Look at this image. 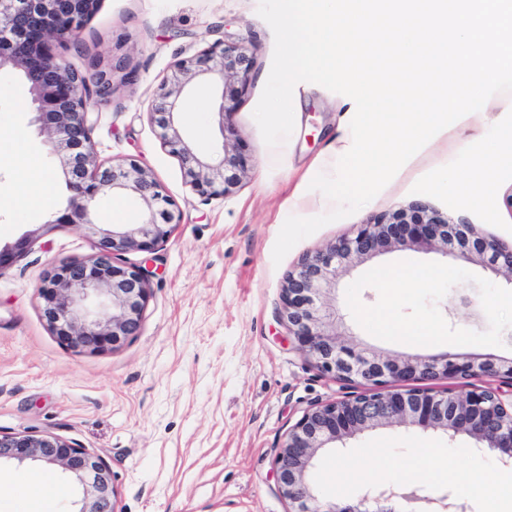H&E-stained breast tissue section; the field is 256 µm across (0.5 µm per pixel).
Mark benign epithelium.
Wrapping results in <instances>:
<instances>
[{"label":"benign epithelium","mask_w":512,"mask_h":512,"mask_svg":"<svg viewBox=\"0 0 512 512\" xmlns=\"http://www.w3.org/2000/svg\"><path fill=\"white\" fill-rule=\"evenodd\" d=\"M99 0H0V71L25 79L34 107L33 123L47 135L60 158L71 192L54 224L95 228L90 203L107 188L131 195L143 206L139 224L98 229L97 253L74 258L42 280L43 317L75 347L98 348L102 343L138 335L149 295L147 274L116 263L126 251H151L166 241L179 224L172 202L150 172L131 162L105 167L97 161L89 113L94 100L112 93V71L89 77L58 56L53 43L78 40ZM251 64L244 44H213L174 64L169 80L158 88L151 117L169 152L178 157L187 183L204 198L223 197L239 181L247 160L235 149L238 131L231 107H219L221 150L200 157L175 126L181 94L197 77L212 76L222 84L233 81L245 89ZM33 243L32 234L0 247V271L21 257ZM463 263L477 261L512 282V246L493 236H479L474 225L457 222L420 203L382 214L360 225L356 234L307 256L288 274L283 287L288 331L296 337L305 358L336 379L385 391L345 395L316 403L292 428L274 460L279 491L295 512H402L398 502L415 497L391 487L367 485L354 505L326 504L312 480L318 451L336 441L379 425H404L423 431H442L449 438L462 433L478 451L498 454L512 466V392L483 385L500 377L512 389V360L503 366L489 356L482 360L446 354L441 358L383 360L336 341L342 318L323 292L336 289L338 268L391 248L435 249ZM104 298L96 312L86 306L88 295ZM460 378L471 390L460 395L452 388L406 387L414 381ZM58 464L83 485L77 512H115L113 487L103 461L50 434L0 432V460ZM432 512H473L470 504L441 491L427 499Z\"/></svg>","instance_id":"benign-epithelium-1"}]
</instances>
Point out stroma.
Instances as JSON below:
<instances>
[{"instance_id":"stroma-1","label":"stroma","mask_w":512,"mask_h":512,"mask_svg":"<svg viewBox=\"0 0 512 512\" xmlns=\"http://www.w3.org/2000/svg\"><path fill=\"white\" fill-rule=\"evenodd\" d=\"M259 0H99L78 41L57 52L82 73L93 61L124 65L134 81L114 78L113 92L91 115L92 138L105 164L136 162L148 169L174 203L179 223L149 252L120 255L125 266L149 273L150 295L138 335L96 350L61 340L42 318L39 287L62 261L89 258L96 235L82 226L53 225L51 215L70 197L59 158L32 122L30 94L20 79L0 80V133L38 158L54 183L51 214L20 215L27 174L16 159H0V243L37 238L0 271V431L52 434L86 449L107 465L116 512H288L274 458L289 429L312 404L359 392L310 363L288 332L282 288L310 253L351 234L372 217L412 203L438 211L439 200L413 193L419 178L454 146L482 139L468 122L430 142L359 211L298 242L281 263L272 251L288 216L329 212L312 191L314 172L333 173L330 148L340 118V94L309 83L289 140L268 147L253 111L271 70L274 36L258 15ZM242 43L252 53L247 85L235 96L233 121L248 168L232 191L204 199L187 184L180 159L163 146L150 117L159 85L174 63L218 42ZM222 87L201 78L183 98L179 128L201 154L220 143ZM198 113L200 123L188 120ZM419 281H407L411 271ZM471 299L475 316L457 306ZM343 341L386 359L447 354L512 359V285L479 263L460 264L440 251L392 249L350 264L336 278ZM386 312L403 327L425 325L431 337L383 334L371 319ZM387 447L373 463V484L416 492L414 512L445 481L422 470L399 473L416 449L462 461L482 456L491 480L512 482V466L477 452L473 439L403 425L364 430L320 450L314 481L325 501L351 503L360 485L336 486L331 470L360 449ZM39 476L40 491L21 480ZM83 488L75 475L44 462H0V512H78Z\"/></svg>"}]
</instances>
